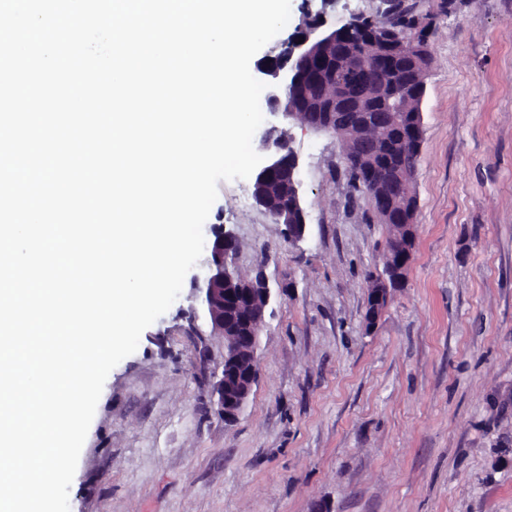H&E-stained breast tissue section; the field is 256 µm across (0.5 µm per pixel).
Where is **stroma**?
<instances>
[{
  "label": "stroma",
  "mask_w": 512,
  "mask_h": 512,
  "mask_svg": "<svg viewBox=\"0 0 512 512\" xmlns=\"http://www.w3.org/2000/svg\"><path fill=\"white\" fill-rule=\"evenodd\" d=\"M431 15L415 244L374 326L368 292L390 234L343 143L290 128L307 210L288 242L247 179L219 181L204 231L238 239L273 313L234 423L212 408L223 360L196 264L109 373L69 512H512V0H400ZM342 24L389 0H290Z\"/></svg>",
  "instance_id": "obj_1"
}]
</instances>
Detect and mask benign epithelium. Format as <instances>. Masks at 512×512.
I'll list each match as a JSON object with an SVG mask.
<instances>
[{
    "label": "benign epithelium",
    "mask_w": 512,
    "mask_h": 512,
    "mask_svg": "<svg viewBox=\"0 0 512 512\" xmlns=\"http://www.w3.org/2000/svg\"><path fill=\"white\" fill-rule=\"evenodd\" d=\"M430 24L415 16L397 33L372 19L356 17L336 27L318 17L299 27L281 63L259 69L267 81L268 114L316 132L351 138L356 149L349 164L359 181L370 186L379 221L403 227V239L396 250L386 251L383 272L372 282L369 327L387 306L391 289L401 285L412 256L416 202L411 185L422 146V120L421 113L409 112L399 102L417 95L425 81L431 63ZM347 34L358 35L364 47L362 57L348 60L349 68L361 82L378 84L381 100L389 106L372 112L345 88L332 95L323 93L332 84L323 67ZM261 147L266 162L253 174L252 198L269 217L286 225L288 238L300 240L306 231V210L299 160L287 130L270 125L262 134ZM208 249V272L197 280V291L212 329L227 339L221 372L211 385V401L215 413L232 423L257 378V350L273 293L261 276L233 286L237 240L232 231L215 230Z\"/></svg>",
    "instance_id": "7a95c632"
}]
</instances>
